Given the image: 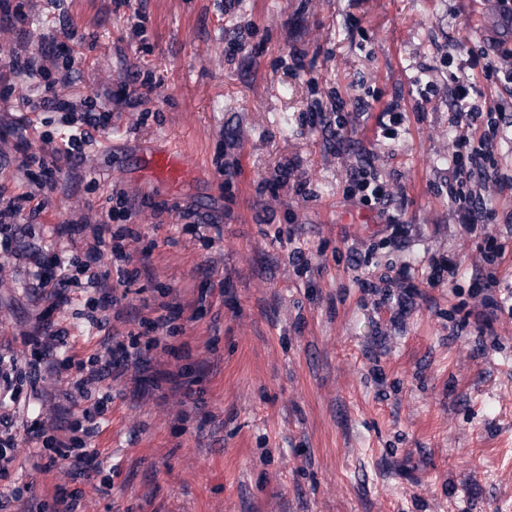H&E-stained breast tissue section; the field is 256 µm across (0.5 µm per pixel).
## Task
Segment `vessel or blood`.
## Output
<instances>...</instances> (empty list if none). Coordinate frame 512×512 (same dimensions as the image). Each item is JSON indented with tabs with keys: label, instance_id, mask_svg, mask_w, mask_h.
<instances>
[{
	"label": "vessel or blood",
	"instance_id": "1",
	"mask_svg": "<svg viewBox=\"0 0 512 512\" xmlns=\"http://www.w3.org/2000/svg\"><path fill=\"white\" fill-rule=\"evenodd\" d=\"M139 167L146 181L173 188L190 182L196 173L193 157L168 139L145 140Z\"/></svg>",
	"mask_w": 512,
	"mask_h": 512
}]
</instances>
